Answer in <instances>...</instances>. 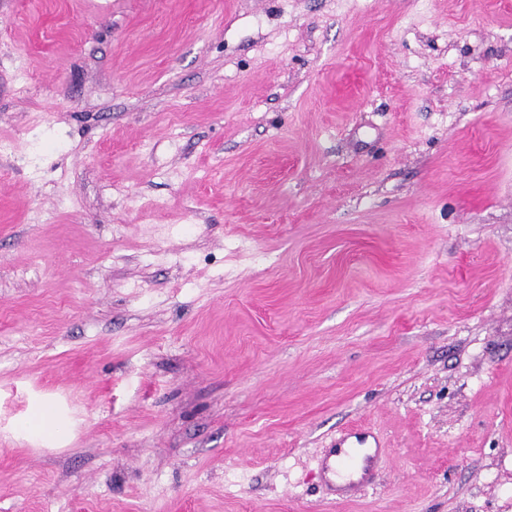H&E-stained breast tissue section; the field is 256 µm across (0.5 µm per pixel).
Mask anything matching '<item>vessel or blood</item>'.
<instances>
[{"instance_id": "vessel-or-blood-1", "label": "vessel or blood", "mask_w": 512, "mask_h": 512, "mask_svg": "<svg viewBox=\"0 0 512 512\" xmlns=\"http://www.w3.org/2000/svg\"><path fill=\"white\" fill-rule=\"evenodd\" d=\"M377 438L359 429L341 434L320 461L324 484L339 498H351L369 486L377 463Z\"/></svg>"}]
</instances>
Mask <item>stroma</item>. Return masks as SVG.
<instances>
[{
    "label": "stroma",
    "instance_id": "stroma-1",
    "mask_svg": "<svg viewBox=\"0 0 512 512\" xmlns=\"http://www.w3.org/2000/svg\"><path fill=\"white\" fill-rule=\"evenodd\" d=\"M0 512H512V0H0ZM378 447L379 442L370 431L358 429L341 434L323 453L320 461L321 477L336 495V501L343 498L348 501L371 484Z\"/></svg>",
    "mask_w": 512,
    "mask_h": 512
}]
</instances>
